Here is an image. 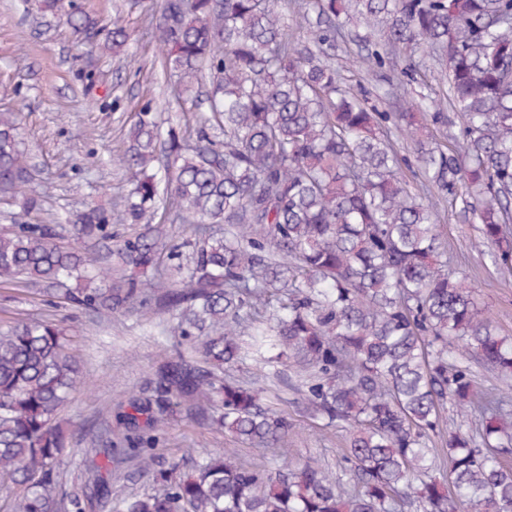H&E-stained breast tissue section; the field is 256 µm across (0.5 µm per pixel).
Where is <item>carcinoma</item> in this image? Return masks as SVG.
<instances>
[{
	"instance_id": "1",
	"label": "carcinoma",
	"mask_w": 512,
	"mask_h": 512,
	"mask_svg": "<svg viewBox=\"0 0 512 512\" xmlns=\"http://www.w3.org/2000/svg\"><path fill=\"white\" fill-rule=\"evenodd\" d=\"M301 39L274 0H164L157 39L165 69L191 97L203 75L210 116L162 131L145 103L114 162L133 189L107 209L70 219L73 239L49 224L0 234V286L78 287L68 299L95 313L171 312L174 353L151 390L117 406L123 438L92 472L112 475L122 456L149 467L169 421L197 416L259 448H288L291 424L260 377L227 368L246 360L305 372L311 416L347 431L336 476L317 460L279 468L203 451L163 488L132 495L113 512H512V336H503L466 276L448 266L438 215L412 190L393 132L417 146L426 190L477 224L500 275H512V0H289ZM78 34L102 36L119 56L129 33L74 7ZM355 37L367 72L422 49L444 97L405 99L386 112L343 86L330 49ZM448 130L442 142L419 121ZM461 120L459 130L446 109ZM20 126L0 112V193L25 194ZM193 238L157 268L166 224ZM114 224H145L120 241L112 270L82 252L112 239ZM66 330L51 320L0 329V484L16 489L8 512H83L55 494L65 435L57 421L83 382ZM505 387L479 386L471 359ZM456 417L443 426V412ZM440 439L429 456L432 438ZM448 463L444 469L437 458Z\"/></svg>"
}]
</instances>
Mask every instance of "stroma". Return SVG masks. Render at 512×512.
I'll list each match as a JSON object with an SVG mask.
<instances>
[{"mask_svg":"<svg viewBox=\"0 0 512 512\" xmlns=\"http://www.w3.org/2000/svg\"><path fill=\"white\" fill-rule=\"evenodd\" d=\"M40 5L41 0H0V107L19 118L30 170L26 193L45 195L41 210L29 216L20 201L0 200V232L16 224H51L67 239L72 235L67 214L91 200L110 207L124 196L126 181L112 157L122 149L125 130L145 99H153L164 120L205 113L207 104L178 102L162 70L154 24L163 0H58L52 13L42 12ZM75 5L106 22L124 19L130 34L124 55L112 57L96 48L95 37L73 33L67 15ZM438 220L453 266L466 272L480 302L503 333L512 335V277L492 271L475 225L447 203L439 204ZM16 318L60 324L83 367L85 381L62 413L71 432L57 494L79 498L84 512H109L129 495L154 491V471L137 463L115 461L120 476L106 484L94 482L89 469L93 449L105 447L118 428L117 402L147 391L155 365L171 350L173 342L165 337L170 315L121 311L96 316L42 285L0 288V323ZM299 382V370L281 371L274 401L292 424V456L338 470L346 431L312 419L297 391ZM202 448L233 449L242 462H281L277 449L235 442L188 417L171 422L158 452L172 462Z\"/></svg>","mask_w":512,"mask_h":512,"instance_id":"obj_1","label":"stroma"}]
</instances>
